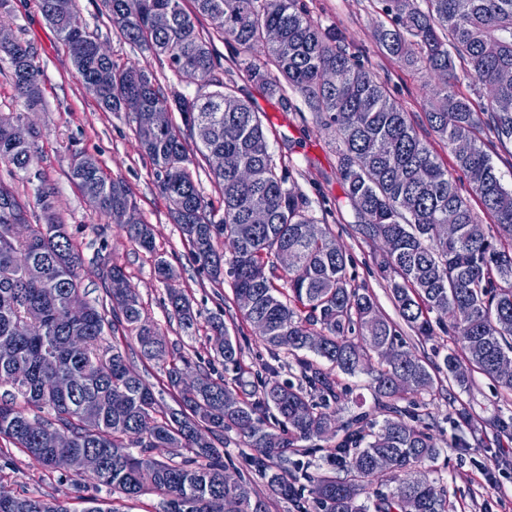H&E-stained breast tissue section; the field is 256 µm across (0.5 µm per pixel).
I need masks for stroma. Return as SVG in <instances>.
Returning <instances> with one entry per match:
<instances>
[{
	"mask_svg": "<svg viewBox=\"0 0 512 512\" xmlns=\"http://www.w3.org/2000/svg\"><path fill=\"white\" fill-rule=\"evenodd\" d=\"M303 8L322 27L334 30L341 45L359 57L384 83L391 95L409 112L420 137L430 143L439 161L452 170L456 186L481 224L490 219L483 213L466 176L454 170L453 155L429 129L422 108L424 84H437V76L409 68L387 55L377 41V26L383 21L380 0H301ZM83 22L114 60L121 64L151 65L166 99L175 95L194 96L195 86L180 82L166 60H159L124 39L102 12L100 0H77ZM0 26L15 39L30 46L42 68V103L26 110L18 97L6 65L0 64V112L20 113L24 124L36 132L38 160L30 174L14 175L0 164V187L11 191L28 204V221L40 224L44 215L34 197L39 183L55 191L57 213L67 224L75 249L83 264L79 270L80 294L92 304L106 303L102 272L107 266H121L130 284L139 294L145 315L155 323L169 348L189 358L192 365L212 360L207 338L210 319L223 318L228 327L238 328L246 336L241 358L245 379H255L269 354L258 330L242 321L230 283L217 284L200 271L187 242L169 213L166 199L157 188L153 165L144 154L126 113L104 111L97 98L75 73L67 48L42 17L36 0H6L0 6ZM226 73L224 80L239 87L261 112L270 147L275 157L286 163L295 186L305 195L309 216L329 225L337 243L351 257L348 273L356 284L370 288L381 313L397 319L388 285L374 265L378 242L359 233L360 218L349 203L339 179V154L330 130L322 127L300 94L292 89L272 93L249 79L241 63L238 47L232 42L216 41ZM95 156L103 171L128 185L140 218L152 224L155 252H147L131 241L124 229L95 211L80 188L68 177L76 155ZM165 259L175 272L174 282L191 298L200 316L193 329H183L168 313L166 287L155 273L157 259ZM105 345H118L137 370L159 392L162 408L175 407L176 394L167 385L159 365L141 360L135 339L128 333L105 335ZM348 390L339 406L338 422H346L361 412L371 411L373 392L370 377L339 375ZM470 408L476 422L495 414L512 415V404L494 382L481 373L471 375L468 388L454 384L418 398L416 410L427 415L430 432L441 449L438 460L443 482L456 512H512V440L488 437L483 448L472 447V430L457 426L454 408ZM0 483L20 493L63 502L69 512H84L87 489L76 488L68 473L48 471L30 456L6 440H0Z\"/></svg>",
	"mask_w": 512,
	"mask_h": 512,
	"instance_id": "stroma-1",
	"label": "stroma"
}]
</instances>
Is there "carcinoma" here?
<instances>
[{
	"label": "carcinoma",
	"mask_w": 512,
	"mask_h": 512,
	"mask_svg": "<svg viewBox=\"0 0 512 512\" xmlns=\"http://www.w3.org/2000/svg\"><path fill=\"white\" fill-rule=\"evenodd\" d=\"M381 2L387 22L378 40L386 53L440 75L442 83L424 97L425 119L493 218L494 235L470 233L478 217L420 138L410 113L300 0H193L191 11L184 0H101L126 40L165 57L176 77L197 87L193 99L179 96L175 107L196 152L206 160L224 156V167L211 169L224 202L218 219L191 172L194 158L184 129L150 123L161 98L154 71L96 56L97 38L81 19L77 0H37L77 76L99 85L102 108L131 117L199 269L215 282L224 279V256L215 247L224 236L235 300L244 293L252 298L250 307H239L241 318L264 327L262 340L271 354L284 349L293 356L300 378L282 383L277 367L265 363V376L251 383L227 379L225 372L240 369L242 344L216 317L209 341L224 372L200 367L192 382H181L188 358L169 357L164 336L143 315L139 296L117 265L103 275L111 310L88 303L83 317H71L66 301L78 291L82 257L57 216L52 188L34 189L46 223L28 224L21 239L12 236L11 225L27 224L26 203L0 188V383L14 388L9 398L0 397V438L46 465L57 451L50 441L57 430L72 452L106 453L96 486L128 499L160 492L163 512H268L250 476L224 480L227 466L218 444L233 429L254 451L250 472L267 480L272 495L294 512L314 506L323 512H455L445 488L429 478L440 448L408 404L431 392L442 375L465 389L474 371L512 394V376L498 371L501 361L512 360V188L482 140L512 143V0ZM158 11L170 16L164 30L152 26ZM201 17L250 57L252 79L275 92L287 86L300 93L316 120L336 134L340 178L363 220L362 233L383 244L375 262L400 322L382 315L369 289L351 283L349 255L288 186L289 174L273 158L259 113L219 76L213 37L197 29ZM270 28L280 31L279 41L266 39ZM456 56L466 64L460 74ZM0 63L8 65L27 108L38 107L41 70L34 53L16 40L0 45ZM463 79L478 97L493 89L481 111L457 91ZM19 120L0 113V163L26 174L37 155L33 140L13 138ZM460 141L470 145L464 155L455 150ZM70 178L96 211L121 225L142 249L155 250L153 229L138 216L123 180L106 175L90 155L74 163ZM450 209L457 223L448 225ZM257 210L266 213L267 223L248 222ZM282 250L294 251V265L279 268ZM168 303L180 325L193 328L196 314L181 289H168ZM404 326L420 341L440 329L453 346L442 362H426L409 354ZM107 327L132 334L140 357L162 365L178 408L160 410L152 384L127 356L115 345L103 348ZM313 336L323 337L322 344L312 345ZM370 352L377 356L369 370L375 412L383 419L364 413L338 425L342 391L333 371H364ZM319 359L329 369L319 367ZM60 372L72 378L66 391L52 384ZM19 396L27 408L16 406ZM29 409L39 412V425L30 424ZM488 425L496 437L512 439V416ZM300 442L312 443V452H327L345 476L288 472V451H297ZM377 456L389 460L387 473L398 485L361 503L359 496L377 475ZM19 502L26 512H68L56 501L19 495L0 483V512H17Z\"/></svg>",
	"instance_id": "obj_1"
}]
</instances>
